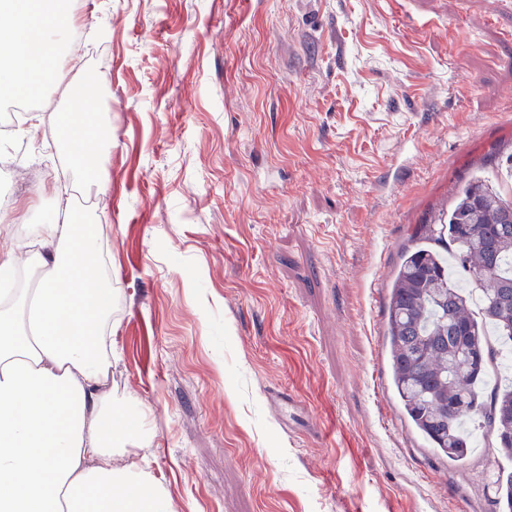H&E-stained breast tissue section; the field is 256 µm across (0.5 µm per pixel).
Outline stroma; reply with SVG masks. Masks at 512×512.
I'll list each match as a JSON object with an SVG mask.
<instances>
[{
	"label": "stroma",
	"instance_id": "35a3bbf8",
	"mask_svg": "<svg viewBox=\"0 0 512 512\" xmlns=\"http://www.w3.org/2000/svg\"><path fill=\"white\" fill-rule=\"evenodd\" d=\"M86 51L0 136L18 229L70 168L47 132L74 77L109 241L112 379L177 512H499L492 444L462 463L403 417L386 353L400 253L492 149L512 150V0H72ZM287 391L300 422L269 401Z\"/></svg>",
	"mask_w": 512,
	"mask_h": 512
}]
</instances>
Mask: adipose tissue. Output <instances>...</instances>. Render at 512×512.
I'll return each mask as SVG.
<instances>
[{
    "label": "adipose tissue",
    "mask_w": 512,
    "mask_h": 512,
    "mask_svg": "<svg viewBox=\"0 0 512 512\" xmlns=\"http://www.w3.org/2000/svg\"><path fill=\"white\" fill-rule=\"evenodd\" d=\"M14 89L37 90L74 27L60 0H0ZM99 233L59 195L51 223L0 249V277L23 266L35 287L0 290V512H173L135 462L152 435L106 388L114 293L99 269Z\"/></svg>",
    "instance_id": "adipose-tissue-1"
}]
</instances>
